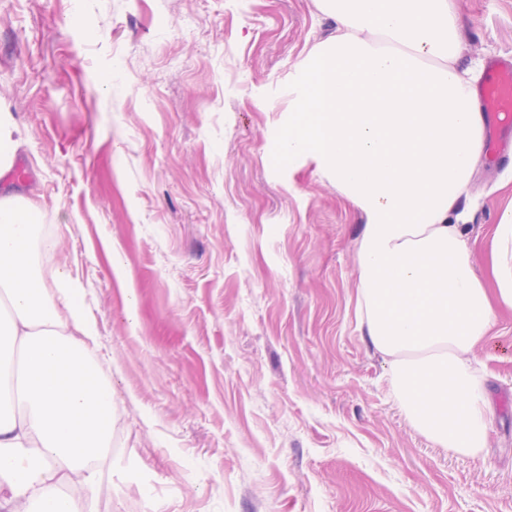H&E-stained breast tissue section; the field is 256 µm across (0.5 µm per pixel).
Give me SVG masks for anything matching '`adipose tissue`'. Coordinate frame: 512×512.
Here are the masks:
<instances>
[{"mask_svg": "<svg viewBox=\"0 0 512 512\" xmlns=\"http://www.w3.org/2000/svg\"><path fill=\"white\" fill-rule=\"evenodd\" d=\"M336 25L289 85L279 141L363 213L357 314L411 424L476 455L489 406L470 355L512 312V204L477 274L453 216L480 155V69L460 68L458 0H316ZM36 200L0 190V512H78L110 451L112 387L67 271L32 257Z\"/></svg>", "mask_w": 512, "mask_h": 512, "instance_id": "obj_1", "label": "adipose tissue"}]
</instances>
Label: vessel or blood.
<instances>
[{
    "mask_svg": "<svg viewBox=\"0 0 512 512\" xmlns=\"http://www.w3.org/2000/svg\"><path fill=\"white\" fill-rule=\"evenodd\" d=\"M481 105L489 120L483 148L487 163H495L512 144V53L495 57L490 76L479 90Z\"/></svg>",
    "mask_w": 512,
    "mask_h": 512,
    "instance_id": "obj_1",
    "label": "vessel or blood"
}]
</instances>
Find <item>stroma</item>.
Masks as SVG:
<instances>
[{"mask_svg":"<svg viewBox=\"0 0 512 512\" xmlns=\"http://www.w3.org/2000/svg\"><path fill=\"white\" fill-rule=\"evenodd\" d=\"M462 2L461 64L512 52V0ZM333 32L314 0H0L35 256L82 284L112 387L102 478L65 486L80 512H512V315L473 351L485 447L434 444L357 318L362 213L279 154ZM511 168L477 163L460 202L482 274Z\"/></svg>","mask_w":512,"mask_h":512,"instance_id":"35a3bbf8","label":"stroma"}]
</instances>
